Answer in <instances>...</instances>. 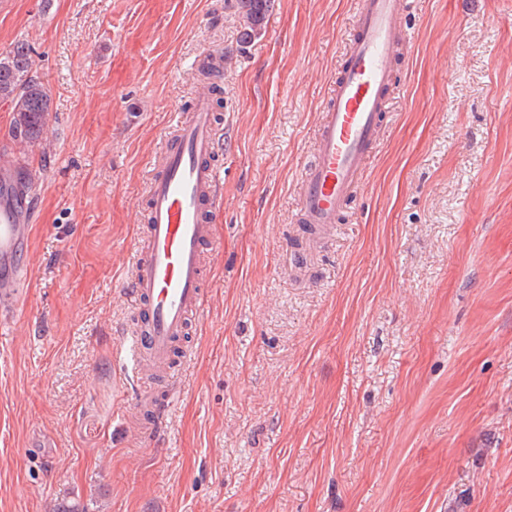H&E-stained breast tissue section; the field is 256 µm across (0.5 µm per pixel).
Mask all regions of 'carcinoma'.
<instances>
[{"label":"carcinoma","mask_w":512,"mask_h":512,"mask_svg":"<svg viewBox=\"0 0 512 512\" xmlns=\"http://www.w3.org/2000/svg\"><path fill=\"white\" fill-rule=\"evenodd\" d=\"M270 0H236L240 21V40L250 41L261 35ZM0 99L10 103L13 112L11 135L19 143L33 144L43 137L51 96L45 84L33 74L29 46L17 42L0 54ZM10 196L21 205L32 188L31 173L18 163L9 169Z\"/></svg>","instance_id":"1"}]
</instances>
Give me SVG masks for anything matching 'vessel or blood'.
Masks as SVG:
<instances>
[{
	"mask_svg": "<svg viewBox=\"0 0 512 512\" xmlns=\"http://www.w3.org/2000/svg\"><path fill=\"white\" fill-rule=\"evenodd\" d=\"M400 15L401 0H356L345 60L316 131L315 153L300 177L296 221L313 233L334 230L379 144L397 46L410 36ZM216 128L213 96L201 93L164 136L148 178L146 223L127 284L135 313L129 351L147 379L167 380L177 345L204 305L206 265L217 245L213 214L222 197L213 160ZM27 246V224L0 206V263L13 269L12 278L0 282L1 304L13 303L27 275L21 261ZM171 404V398L141 394L134 407L136 433H160Z\"/></svg>",
	"mask_w": 512,
	"mask_h": 512,
	"instance_id": "1",
	"label": "vessel or blood"
}]
</instances>
